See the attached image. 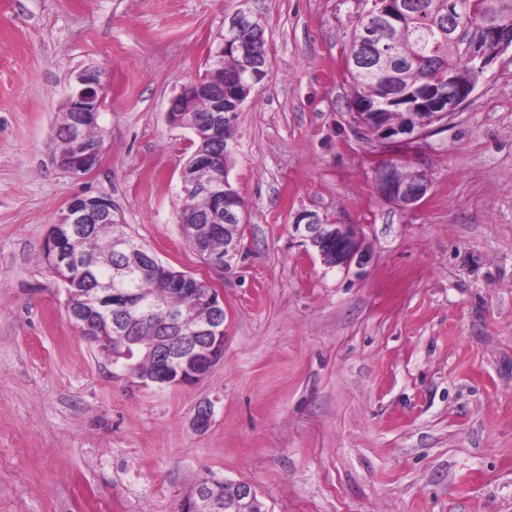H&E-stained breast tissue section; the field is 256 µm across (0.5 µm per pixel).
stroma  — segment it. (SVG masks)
<instances>
[{
    "label": "stroma",
    "mask_w": 512,
    "mask_h": 512,
    "mask_svg": "<svg viewBox=\"0 0 512 512\" xmlns=\"http://www.w3.org/2000/svg\"><path fill=\"white\" fill-rule=\"evenodd\" d=\"M238 5L0 0V512H175L209 472L267 512H512V52L393 151L349 111L358 0H254L270 72L238 115L246 218L218 273L179 231L192 134L165 113ZM89 65L105 150L77 176L55 132ZM379 159L426 174L416 206L379 195ZM98 195L223 296L224 357L199 383L131 386L69 320L41 253L69 202ZM304 211L361 225L369 263L325 266Z\"/></svg>",
    "instance_id": "1"
}]
</instances>
